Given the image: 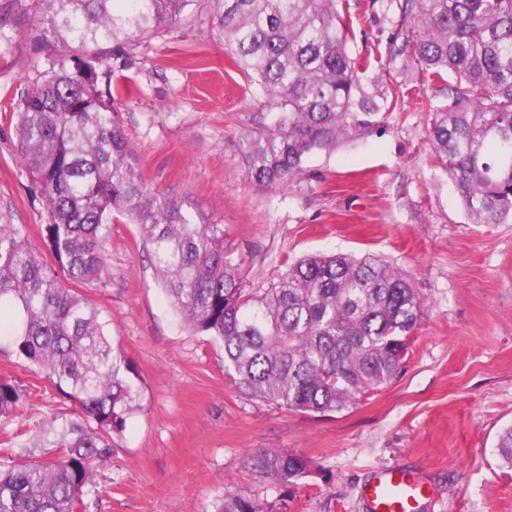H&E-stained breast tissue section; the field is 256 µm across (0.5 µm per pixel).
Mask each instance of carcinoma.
<instances>
[{
	"mask_svg": "<svg viewBox=\"0 0 512 512\" xmlns=\"http://www.w3.org/2000/svg\"><path fill=\"white\" fill-rule=\"evenodd\" d=\"M196 0H7L46 53L45 78L21 95L20 160L44 199L43 241L0 209V348L79 408L49 418L17 456L0 460V512H79L97 465L140 408L139 377L112 345L111 319L82 287L110 281L112 220L138 225L154 275L194 333L224 347L243 394L293 412L341 413L387 385L426 304L410 278L370 255L316 254L284 263L266 288L243 286L224 225L148 189L130 162L115 98L139 41L175 26ZM339 0H210L218 38L267 95L274 123L242 134L254 182L297 180L306 158L374 125L388 108L382 78L360 74ZM411 66L438 85L421 101L429 135L469 217L512 223V0H396ZM30 392L0 380V419ZM57 448V455L36 454ZM512 465V425L499 435ZM254 467L278 490L308 476L303 457L271 450ZM210 512H259L226 492Z\"/></svg>",
	"mask_w": 512,
	"mask_h": 512,
	"instance_id": "cac0c4a2",
	"label": "carcinoma"
}]
</instances>
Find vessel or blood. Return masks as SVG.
<instances>
[{
	"mask_svg": "<svg viewBox=\"0 0 512 512\" xmlns=\"http://www.w3.org/2000/svg\"><path fill=\"white\" fill-rule=\"evenodd\" d=\"M426 489L406 469L376 471L365 484L362 497L367 512H416Z\"/></svg>",
	"mask_w": 512,
	"mask_h": 512,
	"instance_id": "1",
	"label": "vessel or blood"
}]
</instances>
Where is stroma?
Masks as SVG:
<instances>
[{
    "label": "stroma",
    "instance_id": "1",
    "mask_svg": "<svg viewBox=\"0 0 512 512\" xmlns=\"http://www.w3.org/2000/svg\"><path fill=\"white\" fill-rule=\"evenodd\" d=\"M353 54L378 57L363 76L402 85L395 110L364 135L310 154L300 180L271 190L251 181L236 152L244 131L274 109L214 30L208 0L180 24L141 42L114 107L151 188L185 200L224 227V247L246 287L277 278L284 259L372 254L399 268L428 305L396 376L341 413H300L241 393L221 343L192 334L154 276L137 225L112 223L111 280L87 297L112 320V342L136 369L141 408L112 438L94 512H209L224 492L262 512H365L363 484L404 467L430 488L419 512H512V467L496 450L512 424V224H476L429 136L420 101L436 87L391 57L393 13L349 0ZM25 34L0 44V208L40 243L43 199L19 159L9 117L44 77ZM0 379L26 384L18 420H0V458L56 412L52 387L0 352ZM308 459L310 474L281 493L254 461L270 450Z\"/></svg>",
    "mask_w": 512,
    "mask_h": 512
}]
</instances>
